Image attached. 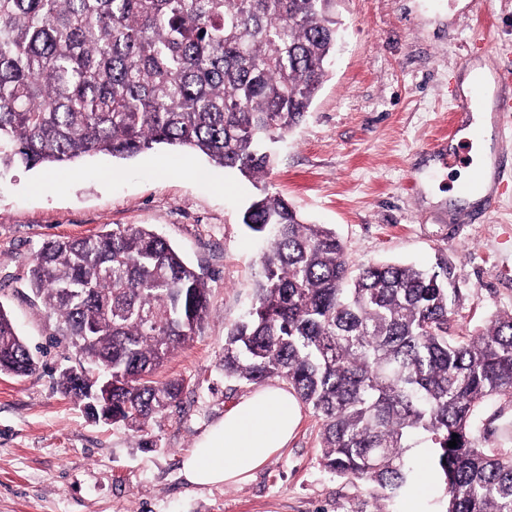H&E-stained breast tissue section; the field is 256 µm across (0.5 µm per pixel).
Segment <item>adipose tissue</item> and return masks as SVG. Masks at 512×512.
Returning <instances> with one entry per match:
<instances>
[{
    "instance_id": "ef3b65f1",
    "label": "adipose tissue",
    "mask_w": 512,
    "mask_h": 512,
    "mask_svg": "<svg viewBox=\"0 0 512 512\" xmlns=\"http://www.w3.org/2000/svg\"><path fill=\"white\" fill-rule=\"evenodd\" d=\"M298 417L297 402L288 389L269 385L251 392L225 412L185 457L186 479L203 486L247 479L285 447Z\"/></svg>"
}]
</instances>
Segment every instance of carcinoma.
Masks as SVG:
<instances>
[{"mask_svg":"<svg viewBox=\"0 0 512 512\" xmlns=\"http://www.w3.org/2000/svg\"><path fill=\"white\" fill-rule=\"evenodd\" d=\"M336 0H0V172L129 159L168 146L254 182L242 224L267 247L253 300L226 327L224 378H278L322 422L321 462L391 491L433 448L445 512H512V455L475 447L476 412L512 398V310L453 328L448 270L381 263L353 275L344 246L266 181L340 39ZM29 290L74 349L75 375L112 366V424L148 438L184 380L152 374L200 330L204 278L145 225L51 239ZM36 361L0 305V373ZM458 438H452V434ZM456 440L457 446L448 447Z\"/></svg>","mask_w":512,"mask_h":512,"instance_id":"carcinoma-1","label":"carcinoma"}]
</instances>
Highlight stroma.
I'll use <instances>...</instances> for the list:
<instances>
[{
    "label": "stroma",
    "instance_id": "obj_1",
    "mask_svg": "<svg viewBox=\"0 0 512 512\" xmlns=\"http://www.w3.org/2000/svg\"><path fill=\"white\" fill-rule=\"evenodd\" d=\"M343 40L305 122L281 143L268 181L313 224L334 229L351 268L392 261L450 268L454 336L512 310V117L486 133L508 183L480 219L433 202L453 179L430 142L463 113L461 82L476 66L512 72V0H337ZM253 184L201 156L161 148L127 161L96 157L0 179V304L36 356L26 377L0 375V512H441L432 457L391 500L320 463L321 422L308 407L286 448L244 482L197 486L184 458L250 393L224 377V328L250 303L261 245L240 221ZM115 224H145L202 274L209 314L154 378H179L178 407L144 447L122 427L89 419L59 386L76 354L27 287L45 242ZM512 403L477 411L476 447L512 453Z\"/></svg>",
    "mask_w": 512,
    "mask_h": 512
}]
</instances>
